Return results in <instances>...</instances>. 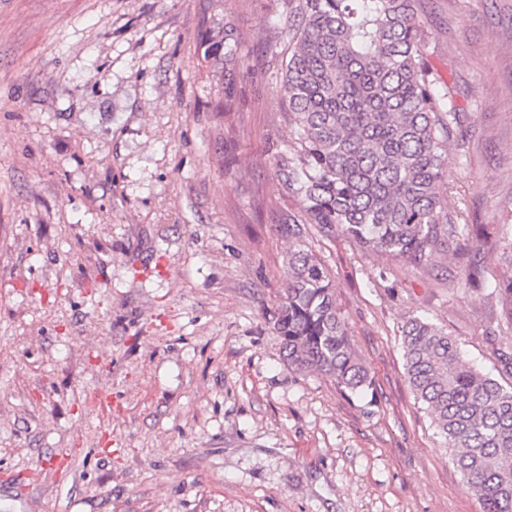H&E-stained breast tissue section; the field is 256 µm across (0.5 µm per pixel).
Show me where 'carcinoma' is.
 Segmentation results:
<instances>
[{
    "label": "carcinoma",
    "mask_w": 512,
    "mask_h": 512,
    "mask_svg": "<svg viewBox=\"0 0 512 512\" xmlns=\"http://www.w3.org/2000/svg\"><path fill=\"white\" fill-rule=\"evenodd\" d=\"M200 41L224 72L230 112L241 65L230 22ZM274 38L287 47L277 86L292 126L276 175L297 200L278 232L293 241L284 296L268 320L288 365L356 392L372 380L352 348L329 270L303 240L304 224L424 267L455 233L443 191L462 124L448 84L431 67L413 0H283ZM512 221L472 233L512 268ZM497 294L512 322V274ZM411 391L449 445L483 512H512V389L477 371L457 340L422 315L401 326Z\"/></svg>",
    "instance_id": "cac0c4a2"
}]
</instances>
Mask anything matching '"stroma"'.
I'll list each match as a JSON object with an SVG mask.
<instances>
[{"label":"stroma","instance_id":"obj_1","mask_svg":"<svg viewBox=\"0 0 512 512\" xmlns=\"http://www.w3.org/2000/svg\"><path fill=\"white\" fill-rule=\"evenodd\" d=\"M281 11L0 0V481L31 474L27 512H482L409 387L401 325L429 317L512 385L503 270L469 234L512 210V0H414L463 117L447 252L416 268L307 227L372 378L356 394L290 369L268 321L298 209L275 165ZM205 14L241 43L227 115Z\"/></svg>","mask_w":512,"mask_h":512}]
</instances>
